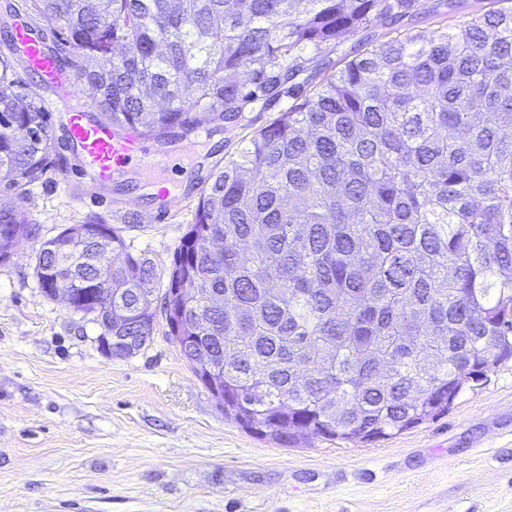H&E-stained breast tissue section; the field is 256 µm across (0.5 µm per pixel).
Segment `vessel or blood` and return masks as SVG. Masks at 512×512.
<instances>
[{"instance_id": "1", "label": "vessel or blood", "mask_w": 512, "mask_h": 512, "mask_svg": "<svg viewBox=\"0 0 512 512\" xmlns=\"http://www.w3.org/2000/svg\"><path fill=\"white\" fill-rule=\"evenodd\" d=\"M17 44L44 83L57 87L67 96L78 92L77 82L43 50L25 26L17 28ZM69 135L81 151L85 168L99 186L111 182L113 174L127 164L146 172L162 170L171 157L167 146L141 148L139 138L133 133L97 124L81 110L72 111L69 117Z\"/></svg>"}]
</instances>
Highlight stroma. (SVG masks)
I'll use <instances>...</instances> for the list:
<instances>
[{
    "label": "stroma",
    "mask_w": 512,
    "mask_h": 512,
    "mask_svg": "<svg viewBox=\"0 0 512 512\" xmlns=\"http://www.w3.org/2000/svg\"><path fill=\"white\" fill-rule=\"evenodd\" d=\"M417 22H376L330 51L352 58L375 39L429 31L496 8L497 0H419ZM50 115L62 165L26 188L0 186L32 237L0 265V512H512V359L465 389L448 413L372 443L311 436L286 447L244 430L217 408L170 340L164 315L132 357L99 350L97 324L47 299L35 276L41 243L101 217L165 287L217 164L291 103L247 106L236 126L200 129L172 145L167 179L179 199L162 207L131 171L97 187L67 136L62 93L17 67ZM138 221L122 223L126 212Z\"/></svg>",
    "instance_id": "1"
}]
</instances>
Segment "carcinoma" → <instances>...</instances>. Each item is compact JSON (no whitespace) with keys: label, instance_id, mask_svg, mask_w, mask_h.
<instances>
[{"label":"carcinoma","instance_id":"cac0c4a2","mask_svg":"<svg viewBox=\"0 0 512 512\" xmlns=\"http://www.w3.org/2000/svg\"><path fill=\"white\" fill-rule=\"evenodd\" d=\"M417 0H20L75 50L99 123L160 143L278 91L324 49ZM0 55V186L55 166L48 115ZM210 175L165 294L197 355L224 361V414L355 443L448 412L512 358V6L379 42L329 72ZM34 126L43 129L28 136ZM13 236L22 207L0 208ZM231 246L214 255L212 242ZM100 245L37 253L45 297L94 295ZM154 267L112 230V335L137 336ZM224 294V306L205 303ZM288 399L293 410L277 408Z\"/></svg>","mask_w":512,"mask_h":512}]
</instances>
